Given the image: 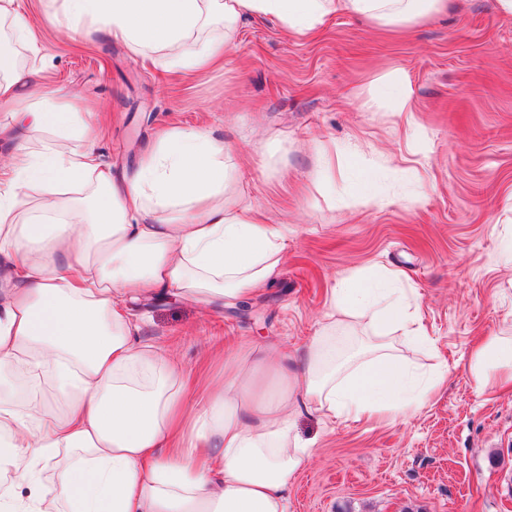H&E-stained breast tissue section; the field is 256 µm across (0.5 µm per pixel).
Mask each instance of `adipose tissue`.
Here are the masks:
<instances>
[{
  "mask_svg": "<svg viewBox=\"0 0 512 512\" xmlns=\"http://www.w3.org/2000/svg\"><path fill=\"white\" fill-rule=\"evenodd\" d=\"M449 0H63L51 24L103 26L162 71L222 59L247 19L315 37L344 14L405 29ZM222 37L198 39L214 19ZM83 113L57 104L34 68L0 50V138L17 164L0 179V374L48 375L62 411L27 409L0 390V512H287L288 485L311 445L302 412L327 423L416 412L445 369L420 372L392 337L428 343L418 303L384 279L353 275L331 293L332 320L301 356L224 362V387L187 411L184 372L141 339L127 302L173 291L224 301L263 291L285 259L281 225L249 217L234 196L229 147L169 129L132 176L114 178ZM369 317L365 349L343 356L337 328ZM477 389L512 381V339L470 356ZM28 495H19L20 486Z\"/></svg>",
  "mask_w": 512,
  "mask_h": 512,
  "instance_id": "ef3b65f1",
  "label": "adipose tissue"
}]
</instances>
